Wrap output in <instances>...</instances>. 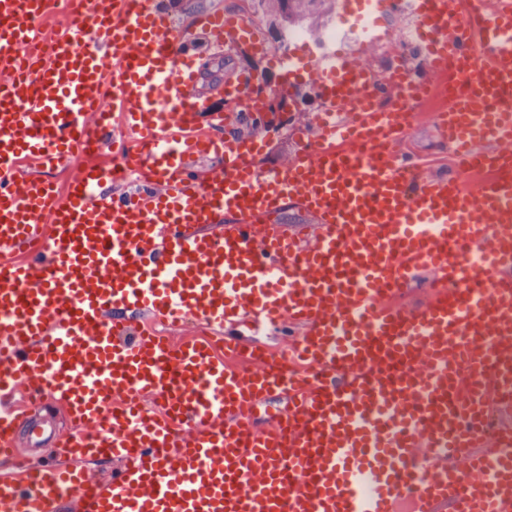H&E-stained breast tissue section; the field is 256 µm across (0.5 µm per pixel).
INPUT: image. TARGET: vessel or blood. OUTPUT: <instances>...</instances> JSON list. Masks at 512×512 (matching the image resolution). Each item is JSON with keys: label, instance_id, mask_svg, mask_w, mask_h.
I'll return each mask as SVG.
<instances>
[{"label": "vessel or blood", "instance_id": "1", "mask_svg": "<svg viewBox=\"0 0 512 512\" xmlns=\"http://www.w3.org/2000/svg\"><path fill=\"white\" fill-rule=\"evenodd\" d=\"M52 0H0V455L49 397L79 425L58 436L68 463L0 476V512H512V0H415L431 72L464 67L465 90L438 113L463 165L485 156L489 183L464 172L411 177L381 110L410 87L375 78L356 55L292 57L289 86L314 79L322 112L297 126L289 163L257 171L263 132L225 131L196 88V55L152 0H78L49 57L22 71ZM398 0H359L361 40L385 34ZM202 29L263 51L244 22L207 13ZM247 84L252 122L268 97ZM119 113L113 166L99 152ZM204 158L217 164L200 172ZM77 162L66 191L22 176L20 161ZM138 170L130 192L104 180ZM296 203L312 227L277 223ZM430 302L390 303L422 271ZM216 331L268 321L300 327L302 361L233 336L172 343L153 324ZM287 408L265 429L253 412ZM153 407L145 409L142 400ZM120 464L93 481L83 463Z\"/></svg>", "mask_w": 512, "mask_h": 512}]
</instances>
